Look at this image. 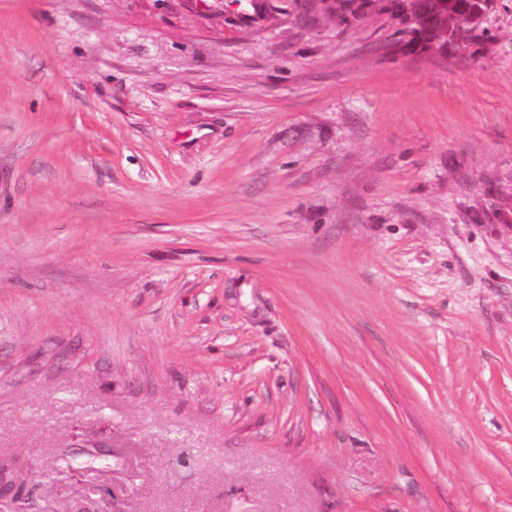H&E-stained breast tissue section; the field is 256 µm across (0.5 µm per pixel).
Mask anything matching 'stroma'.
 <instances>
[{
  "label": "stroma",
  "instance_id": "obj_1",
  "mask_svg": "<svg viewBox=\"0 0 512 512\" xmlns=\"http://www.w3.org/2000/svg\"><path fill=\"white\" fill-rule=\"evenodd\" d=\"M0 0V512H512V0ZM390 1V4L383 6V11L397 20L395 34L402 39L407 38V45H422L424 49L445 51L448 49V42L479 44L481 36L475 32L482 29V36L486 32L483 27L485 21L479 17L478 4L473 0H447L448 16L437 18L432 28L419 27L420 13L427 10L429 4L418 3L416 0Z\"/></svg>",
  "mask_w": 512,
  "mask_h": 512
}]
</instances>
